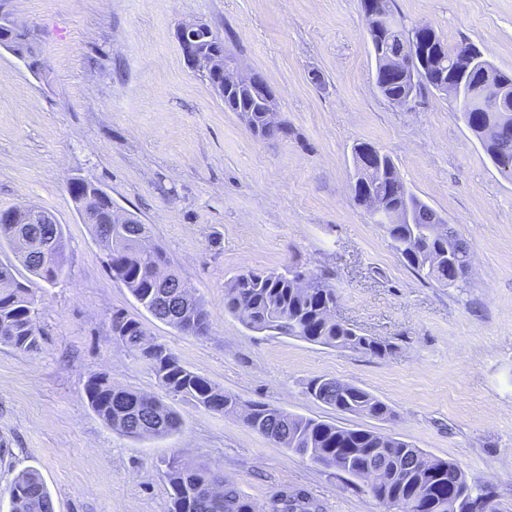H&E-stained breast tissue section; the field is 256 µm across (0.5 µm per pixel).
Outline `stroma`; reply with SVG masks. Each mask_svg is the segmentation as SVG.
<instances>
[{"mask_svg": "<svg viewBox=\"0 0 512 512\" xmlns=\"http://www.w3.org/2000/svg\"><path fill=\"white\" fill-rule=\"evenodd\" d=\"M36 33L40 67L0 47V210L35 204L61 224L66 274L32 279L37 352L0 345V500L40 471L55 512H169L159 463L171 455L232 479L262 512L288 488L319 512H384L360 480L282 448L232 415L180 404L181 434L137 440L107 428L89 375L159 394L152 372L112 339V312L139 316L185 366L247 402L411 442L455 462L512 512V181L446 97L402 110L377 90L361 0H11ZM406 26L449 47L471 42L512 72V0H391ZM207 24L279 99L288 139L255 138L194 72L182 22ZM393 159L411 190L467 242L461 288L424 279L352 191L353 147ZM100 185L150 227L211 313L184 336L144 312L107 269L71 178ZM299 265L329 276L336 315L389 343L374 356L248 331L224 311L245 269ZM335 377L386 402L393 419L331 409L307 393Z\"/></svg>", "mask_w": 512, "mask_h": 512, "instance_id": "stroma-1", "label": "stroma"}]
</instances>
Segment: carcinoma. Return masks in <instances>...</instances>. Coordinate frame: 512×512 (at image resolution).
<instances>
[{
    "instance_id": "1",
    "label": "carcinoma",
    "mask_w": 512,
    "mask_h": 512,
    "mask_svg": "<svg viewBox=\"0 0 512 512\" xmlns=\"http://www.w3.org/2000/svg\"><path fill=\"white\" fill-rule=\"evenodd\" d=\"M375 19L366 21L367 34L381 67L386 53L398 45L407 27L397 20L390 0H380ZM0 43L22 44L35 58L34 32L14 21L0 19ZM423 70L380 88L390 102L414 103L422 91L432 89L452 93L450 106L459 113L475 116L467 127L479 140L497 171L512 180V129L500 112H482L483 70L499 75L484 51L475 48L469 56L455 52L441 39L429 43L424 52ZM224 109L238 113L250 132L262 140L288 138L283 123L268 122L264 112L246 111L247 101L236 91L223 96ZM354 168L361 171V183L353 190L355 200L369 207L368 197H376L383 211L403 220L384 224L393 249L418 275L443 287L459 288L448 266L471 261L466 241L450 224L434 230L436 211L421 200L399 175L390 155L359 143L354 148ZM74 178L69 191L83 223L95 234L105 233L102 246L113 279L120 281L136 302L155 320L185 336L203 337L210 330V312L203 299L173 269L162 247L147 244L150 227L136 218L125 224L111 223L114 210L107 192L82 193ZM403 189H394L395 184ZM0 241L11 249L15 261L0 262V345L23 352H35L42 339L36 300L27 284L18 278L17 265L48 284L63 276L66 266L62 226L45 209L36 206L17 224L0 223ZM306 277L309 287L300 283ZM336 288L323 274L297 265L280 270L240 272L224 284V311L237 318L251 332L271 336H291L333 348L351 349L384 356L390 345L361 333L353 325L325 317L336 308ZM112 336L116 343L142 360L154 374L163 396L149 395L112 383L105 373L90 375L84 392L88 406L113 431L138 439H162L179 433L183 422L168 400L184 401L210 412L239 416L242 422L263 437L292 452L308 457L356 479L370 474L373 497L399 500L411 506L428 494L425 512H500L492 491L468 482L452 461L433 457L415 445L391 435L363 429L340 427L332 422L290 413L265 403H243L234 394L183 365L165 343L151 336L143 322L122 309L112 312ZM314 400L332 409L387 420L389 406L372 393L337 378H320L308 387ZM164 475L171 487L170 512H259L255 502L237 484L219 471L189 465L173 455L163 460ZM224 485L219 500L210 498L213 485ZM8 512H55L52 495L40 472L27 468L17 473L7 489ZM318 509L302 491L281 490L271 498L268 512H315Z\"/></svg>"
}]
</instances>
